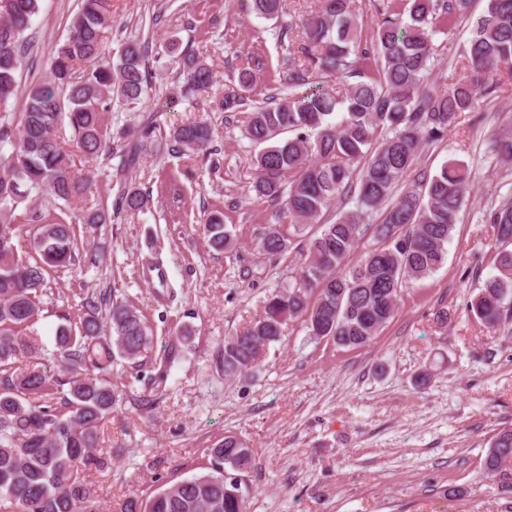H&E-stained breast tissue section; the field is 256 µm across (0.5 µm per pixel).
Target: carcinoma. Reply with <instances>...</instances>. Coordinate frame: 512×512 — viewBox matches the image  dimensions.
<instances>
[{"label":"carcinoma","instance_id":"1","mask_svg":"<svg viewBox=\"0 0 512 512\" xmlns=\"http://www.w3.org/2000/svg\"><path fill=\"white\" fill-rule=\"evenodd\" d=\"M305 19L303 43L283 62L288 95L250 110L246 136L263 146L256 159L257 194L281 201L293 235L304 236V261L288 286L273 293L264 314L244 331L224 339V376L232 377L260 362L264 347L284 336L290 320L302 321L309 335L339 347L369 344L394 315L402 287L435 273L445 263L448 242L462 208L471 172L447 161L433 175L397 190L423 143L438 141L459 117L478 108L480 98L512 85V0H488L486 14L471 31L461 72L443 89H425L434 57L432 35L463 15L469 0H396L382 4L371 40L368 24L352 0H321ZM282 0H254L255 12L278 17ZM38 12V0H0V109L18 88L25 42L21 34ZM112 13L111 0H81L70 33L57 48L50 80L33 85L24 111L14 122L0 117V512H91L90 491L77 480L79 470L97 465L100 427L116 408L119 393L105 372L116 359L136 361L150 342L145 319L134 307L111 296L84 299L76 325L62 324L54 334V355L65 365L66 380L49 378L17 361L32 352L28 339L40 312L51 272L76 264L80 249L74 225L59 217L44 220L28 208L16 213L30 194L48 190L63 206L73 203L88 182L61 145L57 129L67 122L80 151L90 157L131 162L114 143L128 130L112 132L104 113L112 102L136 105L151 90L148 48L143 42L120 46L118 63L105 57L102 34ZM178 79L187 94L208 92L212 68L189 54L179 60ZM345 89L324 86L328 78L360 77ZM254 75L239 70L237 83L224 90L218 110L252 101ZM211 139L204 121L176 127L169 134L174 153L203 151ZM489 152L512 161V134H494ZM355 197V208L308 237L336 200ZM147 197L137 188L123 192L122 205L141 211ZM382 209L374 235L387 246L372 248L354 264L364 217ZM35 223L33 251L21 256L13 239L21 226ZM485 222L504 245L498 273L472 298L469 312L491 329L512 322V198L490 207ZM212 247L228 250L232 235L223 214L204 225ZM293 242L282 225L262 233L260 247L276 259ZM109 317L112 334L104 332ZM68 386L62 391L59 386ZM210 472L161 489L149 498L130 494L119 512H246L245 496L228 470L249 472L252 450L227 436L211 449ZM485 471L512 494V427L490 441Z\"/></svg>","mask_w":512,"mask_h":512}]
</instances>
